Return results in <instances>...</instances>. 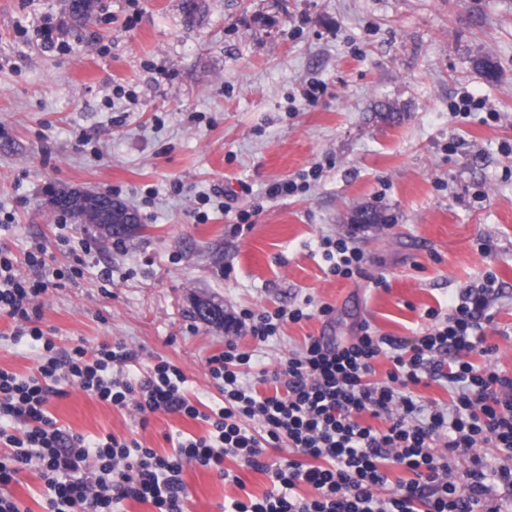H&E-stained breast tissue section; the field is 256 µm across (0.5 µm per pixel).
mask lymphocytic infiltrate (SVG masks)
I'll use <instances>...</instances> for the list:
<instances>
[{
    "mask_svg": "<svg viewBox=\"0 0 512 512\" xmlns=\"http://www.w3.org/2000/svg\"><path fill=\"white\" fill-rule=\"evenodd\" d=\"M321 246L329 275L352 278L366 261L352 237L326 236ZM26 264L30 273L24 276L11 253L0 249V313L13 321L17 335L44 351L27 376L0 369V419L23 424L21 437L10 438L9 450L0 453V512H22L6 488L33 463L47 489L44 512H114L129 499L155 512H183L185 466L213 469L226 479L229 455L267 474L272 487L260 498L232 500L224 512H506L497 489H512V470L492 467L477 449L491 443L512 458V377L471 361L492 353L480 319L494 278L463 288L446 319L429 310L435 324L414 341L376 335L367 325L346 344L309 336L278 369L251 378L252 355L240 347L239 335L260 345L282 323L326 317L333 308L241 309L230 319L234 335L207 360L223 402L205 412L189 398L182 370L167 360L140 376L114 377L133 358L123 342L56 353L52 338L34 324L42 316L38 298L48 287L43 249L29 252ZM382 356L392 367L385 380H372L373 363ZM427 378L459 384L449 407L417 401L412 388ZM67 383L113 407L134 408L144 419L177 413L210 430L200 438L180 437L166 455L112 434L90 442L57 426L46 409ZM377 419L383 427H374ZM438 442L444 453L434 452ZM284 445L293 458L268 461V449ZM460 456L469 464L458 471L453 462ZM395 467L409 479L390 481ZM391 483L396 489L389 494ZM303 484L312 496L299 494Z\"/></svg>",
    "mask_w": 512,
    "mask_h": 512,
    "instance_id": "1",
    "label": "lymphocytic infiltrate"
}]
</instances>
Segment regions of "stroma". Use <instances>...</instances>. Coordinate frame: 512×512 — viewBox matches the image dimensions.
<instances>
[{"instance_id":"obj_1","label":"stroma","mask_w":512,"mask_h":512,"mask_svg":"<svg viewBox=\"0 0 512 512\" xmlns=\"http://www.w3.org/2000/svg\"><path fill=\"white\" fill-rule=\"evenodd\" d=\"M100 0L77 26L66 0H0V248L43 247L65 279L39 326L58 348L121 341L130 373L177 365L189 396L222 397L206 360L223 328L196 319L306 299L332 315L286 323L262 345L274 369L305 337L344 342L369 324L412 339L465 285L496 277L482 332L512 377V0ZM326 87L311 105L312 81ZM485 100L468 114L462 93ZM296 192L268 199L271 182ZM111 194L142 230L121 244L55 212L48 186ZM232 213H225V202ZM263 210L236 234L235 213ZM366 208L385 224L357 225ZM206 221H199V214ZM357 230L359 276L328 275L320 240ZM0 316V369L27 375L40 354ZM58 426L89 439L136 438L159 454L207 423L158 413L141 423L70 386ZM239 483L186 466V512L263 497L266 474L225 458Z\"/></svg>"}]
</instances>
